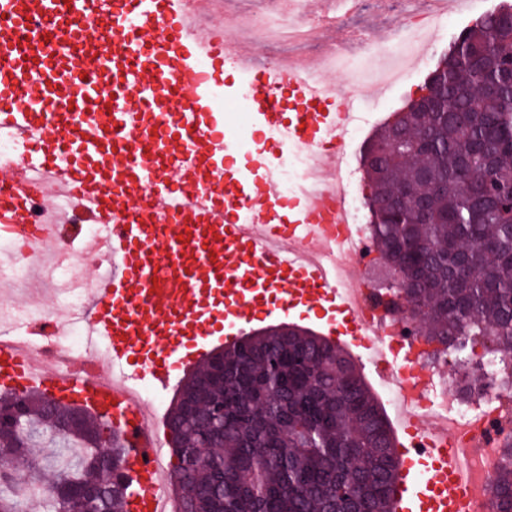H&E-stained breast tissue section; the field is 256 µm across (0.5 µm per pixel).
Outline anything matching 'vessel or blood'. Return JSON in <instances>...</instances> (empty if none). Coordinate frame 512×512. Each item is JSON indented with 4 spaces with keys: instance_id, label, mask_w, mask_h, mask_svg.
Instances as JSON below:
<instances>
[{
    "instance_id": "vessel-or-blood-1",
    "label": "vessel or blood",
    "mask_w": 512,
    "mask_h": 512,
    "mask_svg": "<svg viewBox=\"0 0 512 512\" xmlns=\"http://www.w3.org/2000/svg\"><path fill=\"white\" fill-rule=\"evenodd\" d=\"M216 2L0 0V132L27 154L0 167V241L36 249L80 234L77 224L33 223L34 190L48 212L77 199L101 229L83 240V256L112 255L69 314L103 342L101 363L111 375L75 368L64 377L42 351L0 344V388L75 399L111 419L125 436V469L136 485L128 512H167L171 475L152 408L130 381L166 387L207 347L259 317L316 313L325 336L364 349L381 381L401 383L389 347L337 283L343 244L322 232L323 198L296 197L286 204L287 222L276 218L283 204L268 149L319 146L325 181L335 187L353 99L335 83L308 84L314 62L284 59L267 70L258 44L234 25H197ZM89 29L107 40L89 42ZM228 56L250 67L249 118L271 137L241 174L225 165L241 142L214 97ZM172 99L178 111L157 128L152 115ZM53 101L59 107L51 112ZM99 103L107 108L103 127L84 112ZM60 123L74 134L54 138ZM144 195L151 205L143 216ZM436 436L423 420L398 441L390 512H468L465 455Z\"/></svg>"
}]
</instances>
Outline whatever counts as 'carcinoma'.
Here are the masks:
<instances>
[{"mask_svg": "<svg viewBox=\"0 0 512 512\" xmlns=\"http://www.w3.org/2000/svg\"><path fill=\"white\" fill-rule=\"evenodd\" d=\"M512 6L463 28L426 77L419 107L396 112L362 152L377 257L396 271L432 362L453 361L458 395L512 386L489 357L512 358ZM19 399L42 430L68 406L44 393ZM107 420L86 417L37 457L0 426V512H71L61 476L88 491L87 512H125V447L97 448ZM172 475L182 512H386L395 439L377 395L350 354L315 331L242 334L212 350L178 386L168 415ZM494 512L512 488V440L504 442Z\"/></svg>", "mask_w": 512, "mask_h": 512, "instance_id": "carcinoma-1", "label": "carcinoma"}]
</instances>
